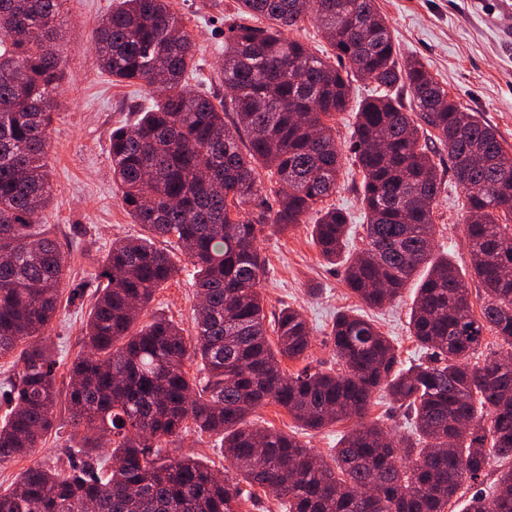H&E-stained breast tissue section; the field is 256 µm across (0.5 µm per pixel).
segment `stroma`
Listing matches in <instances>:
<instances>
[{"instance_id":"stroma-1","label":"stroma","mask_w":512,"mask_h":512,"mask_svg":"<svg viewBox=\"0 0 512 512\" xmlns=\"http://www.w3.org/2000/svg\"><path fill=\"white\" fill-rule=\"evenodd\" d=\"M170 2L198 47L201 71L193 89L223 98L224 85L218 72L224 59V36L238 12V0ZM114 4L115 0H66L61 15L65 77L55 97L56 110L49 129L52 201L43 212L42 222L62 248L70 251L69 277L76 283L100 271L113 240L142 232L112 180L111 134L115 127L135 121L140 104L150 98L152 90L142 83L114 82L99 66L93 33ZM377 5L389 22L401 55L421 60L454 101L493 125L505 147L512 148V0H377ZM329 202L348 214L354 230L347 249L357 252L363 246L365 211L361 177L352 159H345L339 187ZM465 215L461 189L453 179H446L434 210L435 253L453 262L466 278L470 271ZM316 220L312 213L302 224L283 232L267 228L260 236V250L266 258L260 287L267 312L288 307L299 310L312 336L306 360L284 361V370L295 373L306 367L335 368L330 331L337 312L347 309L373 319L396 346L402 362L417 359L421 351L409 337L414 285H407L392 305L367 307L344 282V257L328 262L315 246L312 230ZM196 303L190 280L180 274L156 291L147 314L173 320L189 333ZM89 311V300L68 303L51 323L49 341L60 362L58 389H65L68 383L67 365L80 349L81 327ZM250 420L256 426L295 436L325 454L350 428L349 423L339 422L310 431L273 405L251 414ZM74 443L68 412L58 408L44 447L0 467V486H9L35 463L67 469V449ZM169 452L197 457L219 470L225 465L221 439L215 434L180 437Z\"/></svg>"}]
</instances>
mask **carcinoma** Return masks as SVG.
Instances as JSON below:
<instances>
[{
  "instance_id": "obj_1",
  "label": "carcinoma",
  "mask_w": 512,
  "mask_h": 512,
  "mask_svg": "<svg viewBox=\"0 0 512 512\" xmlns=\"http://www.w3.org/2000/svg\"><path fill=\"white\" fill-rule=\"evenodd\" d=\"M64 2L0 0V359L25 361L0 382V466L34 454L54 427L48 330L61 302L86 288L68 289L66 254L41 224ZM239 2L247 17L228 28L218 102L189 85L195 43L168 0H118L94 33L113 81L157 88L133 125L112 131L113 180L146 234L112 242L68 367L64 400L79 435L70 453L81 465L29 466L0 489V512H240L242 481L271 491L284 512H445L491 457L512 459V363L497 367L501 353L512 359V151L419 60L398 53L376 0ZM307 20L342 66L289 36ZM359 79L375 94L340 145L336 114ZM441 151L464 193L475 294L452 262L433 257ZM346 155L362 174L366 217L346 285L380 308L425 268L409 314L425 358L404 366L350 311L331 329L336 371L289 374L282 362L308 356L310 329L288 308L274 317L276 338L267 335L259 234L315 211V244L336 260L348 217L323 203ZM160 238L176 239L192 267L200 301L191 337L165 318L141 321L181 271ZM487 332L499 349L485 357ZM379 390L399 403L409 433L366 421ZM269 404L312 431L353 425L333 452L317 453L248 421ZM191 431L224 437L235 476L169 456L167 445ZM103 447L112 449L105 458L94 453ZM466 512H512V465Z\"/></svg>"
}]
</instances>
